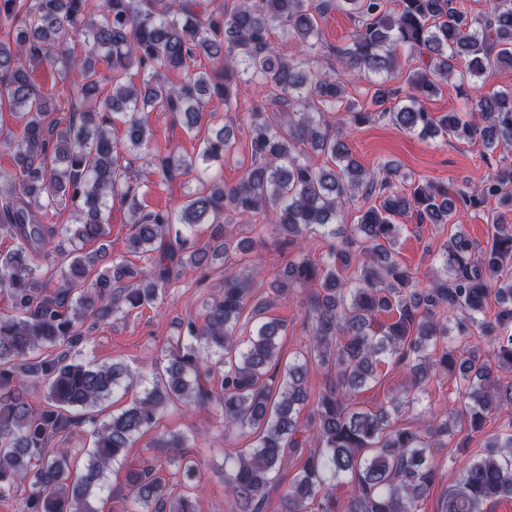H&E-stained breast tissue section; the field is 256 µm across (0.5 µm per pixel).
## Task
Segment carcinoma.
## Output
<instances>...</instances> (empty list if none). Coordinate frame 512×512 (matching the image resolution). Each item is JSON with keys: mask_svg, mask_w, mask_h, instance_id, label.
Returning a JSON list of instances; mask_svg holds the SVG:
<instances>
[{"mask_svg": "<svg viewBox=\"0 0 512 512\" xmlns=\"http://www.w3.org/2000/svg\"><path fill=\"white\" fill-rule=\"evenodd\" d=\"M0 0V235L14 246L0 252V496L28 483L19 512H100L114 463L153 430L170 404L213 406L224 428L254 434L224 470V485L239 512H267L284 455L303 463L280 499L278 512H419L436 477L434 449L455 436L434 416L424 432L392 427V415L420 404L418 393L440 373L460 383L458 410L479 431L502 404H512V165L504 164L474 186L455 192L417 182L386 161L369 172L351 156L346 128H332L327 112L344 109L348 124L373 118L423 140L480 141L485 158L512 149V88L468 97L457 112L439 116L423 101L441 94L451 79L467 82L493 69L512 68V0H489L474 15L453 0ZM347 14L354 29L334 48L342 72L316 70L323 46L320 21ZM295 45L285 58L271 35ZM75 35L80 45L64 47ZM422 65L403 70L400 54ZM213 61L198 68V58ZM465 60V70L456 62ZM55 71L58 91L35 88L38 66ZM405 74L408 96L391 88ZM179 80L174 81L171 75ZM376 77L374 112L348 98L346 76ZM254 84L270 92L277 111L253 104L249 112L250 162L227 185L215 166L236 151L232 126L204 124L213 99L231 107L238 89ZM167 112L199 142L193 155L175 146L151 147L144 114ZM126 144L112 139L116 123ZM326 156L312 163L309 151ZM146 165L161 187L192 174L199 183L177 207L152 210L139 198L133 161ZM362 196L374 204L357 222L344 224L349 205ZM130 212L133 232L126 257L98 269L106 257L109 203ZM495 203L491 242L481 247L458 219L463 211ZM68 205L72 224H47L55 207ZM263 215L298 254L259 292L258 266L246 277L224 276L220 298L203 306L201 320L178 327L143 394L104 420L96 409L122 388L125 365H93L74 354L90 343L87 319L125 316L156 302L187 267L206 270L218 257H246L245 241L228 233V220ZM446 224L448 239L437 256L439 274L420 288L395 259L405 219ZM202 224L209 240L190 234ZM340 237L343 246L318 257L303 240ZM74 247L67 250L65 242ZM54 268V287L40 276L38 260ZM307 292L310 336L300 359L282 364L286 326L268 316L273 300ZM497 312L485 315L489 300ZM387 316L382 321L379 316ZM473 336L492 343L483 358ZM327 370L330 383L314 401L306 424L298 422L309 397L308 365ZM409 374L412 395L390 406L358 408L357 396L376 381L381 365ZM46 396L34 408L27 389ZM91 447L71 446L78 430ZM318 448L304 450L309 438ZM185 436L168 433L146 447L159 449L126 472L125 512H198L204 481L184 455ZM84 453L82 465L76 457ZM355 485L339 504L336 482ZM512 496V422L464 466L443 512H484Z\"/></svg>", "mask_w": 512, "mask_h": 512, "instance_id": "obj_1", "label": "carcinoma"}]
</instances>
